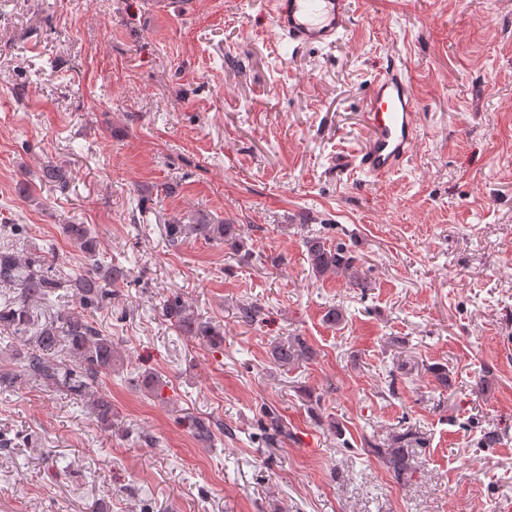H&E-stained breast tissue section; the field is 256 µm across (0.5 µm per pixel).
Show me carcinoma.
<instances>
[{
  "label": "carcinoma",
  "mask_w": 512,
  "mask_h": 512,
  "mask_svg": "<svg viewBox=\"0 0 512 512\" xmlns=\"http://www.w3.org/2000/svg\"><path fill=\"white\" fill-rule=\"evenodd\" d=\"M42 177L61 187L69 181L65 169L52 165L43 169ZM168 231L173 241L186 231L205 240L222 238L233 246L240 238L237 225L213 224L206 219L187 228L170 224ZM65 233L92 264L74 271L64 281L75 290V307L60 311L34 330L32 336L28 335L34 324L32 303L50 305L51 296L64 283L59 277L56 254L49 249L22 259L14 249L0 247V284L20 286L17 296H5L0 303V328L6 332L0 336V342L22 343L13 356V370L0 374V392L26 381L64 391L86 402L96 423L109 431L113 425L112 401L100 392L99 378L124 364V359L112 337L104 335L89 321V313L112 301L115 287L126 281V270L97 263L96 241L88 225L67 224ZM305 247L315 276L344 273L352 286L364 287L356 257L345 246L332 245L328 238L315 235L306 240ZM162 314L184 336H197L213 346L224 342L223 334L199 320L178 296L164 300ZM315 356V349L301 336L279 341L271 349L272 360L279 366L308 362ZM421 443L422 438L408 432L372 448V452L383 460L396 482L401 483L412 477V445Z\"/></svg>",
  "instance_id": "cac0c4a2"
}]
</instances>
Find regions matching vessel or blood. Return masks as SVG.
Returning a JSON list of instances; mask_svg holds the SVG:
<instances>
[{
    "instance_id": "b4317fda",
    "label": "vessel or blood",
    "mask_w": 512,
    "mask_h": 512,
    "mask_svg": "<svg viewBox=\"0 0 512 512\" xmlns=\"http://www.w3.org/2000/svg\"><path fill=\"white\" fill-rule=\"evenodd\" d=\"M350 5V0H271L270 14L280 37L295 46H329L349 30ZM365 103L370 133L354 161L364 173L384 177L404 164L419 136L413 80L405 65L394 62L380 72Z\"/></svg>"
}]
</instances>
